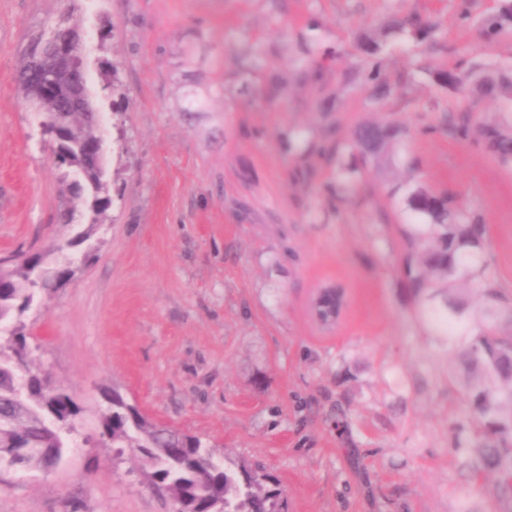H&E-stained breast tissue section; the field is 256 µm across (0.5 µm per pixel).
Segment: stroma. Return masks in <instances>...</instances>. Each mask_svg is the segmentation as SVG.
<instances>
[{
    "label": "stroma",
    "mask_w": 512,
    "mask_h": 512,
    "mask_svg": "<svg viewBox=\"0 0 512 512\" xmlns=\"http://www.w3.org/2000/svg\"><path fill=\"white\" fill-rule=\"evenodd\" d=\"M472 3L465 21L459 0H0V255L66 246L64 205L88 209L16 81L29 39L65 12L89 35L111 197L95 255L20 317L81 408L73 446L50 471H0V512H170L130 453L98 443L107 387L226 461L261 463L288 512H460L459 360L408 290L396 227L413 219L409 187L451 195L488 227L496 305L512 307V169L444 122L512 103L434 78L512 67V31L482 32L501 0ZM408 16L435 34L388 30ZM387 121L407 129L391 157L318 152ZM335 284L348 306L326 329L312 302Z\"/></svg>",
    "instance_id": "1"
}]
</instances>
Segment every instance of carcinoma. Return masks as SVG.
<instances>
[{
    "label": "carcinoma",
    "instance_id": "carcinoma-1",
    "mask_svg": "<svg viewBox=\"0 0 512 512\" xmlns=\"http://www.w3.org/2000/svg\"><path fill=\"white\" fill-rule=\"evenodd\" d=\"M512 27V0L485 31L498 35ZM437 82L445 87L469 90L479 98L512 101V73L493 66L475 65L467 71L440 70ZM452 132L483 145L505 167H512V117L494 123H474L463 115L452 124ZM405 130L393 123H366L348 142L349 148L369 162L388 156L402 140ZM406 209L425 220L423 224H402L399 232L403 252L401 269L408 287L417 295L432 292L443 297L444 309L437 317L447 323L439 341L458 352L467 370L463 381L448 372V386H459L469 408L468 435L459 438L450 451L457 456L475 484L486 475L497 477L494 494L512 497V308L491 306L476 317L458 285L480 278H492L489 264L477 263L485 251L483 225L471 214L436 192L422 186L410 188ZM72 259L48 258L45 253L14 254L0 266V450L17 433L26 436L28 452L22 469L46 471L61 461L62 449L70 447L81 409L65 388L53 386L35 369L29 356L28 336L21 325L11 323L14 313L22 314L34 300L36 290L49 278L62 281L70 275L65 265ZM100 443L129 448L150 466L152 488L178 501L179 512H267L270 503L283 495L278 481L262 473L258 465H228L210 446L196 436L167 432L140 414L136 405L118 399L100 422Z\"/></svg>",
    "mask_w": 512,
    "mask_h": 512
}]
</instances>
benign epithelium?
Here are the masks:
<instances>
[{"label": "benign epithelium", "mask_w": 512, "mask_h": 512, "mask_svg": "<svg viewBox=\"0 0 512 512\" xmlns=\"http://www.w3.org/2000/svg\"><path fill=\"white\" fill-rule=\"evenodd\" d=\"M29 73L23 85L25 102L44 113L42 132L64 158L72 181H80L83 169L71 164L76 152L93 164L99 176L106 175L104 127L86 79V37L82 28L67 24L62 16L50 29L34 38L28 47ZM318 321L331 326L341 316L336 303L319 293L314 303Z\"/></svg>", "instance_id": "1"}]
</instances>
